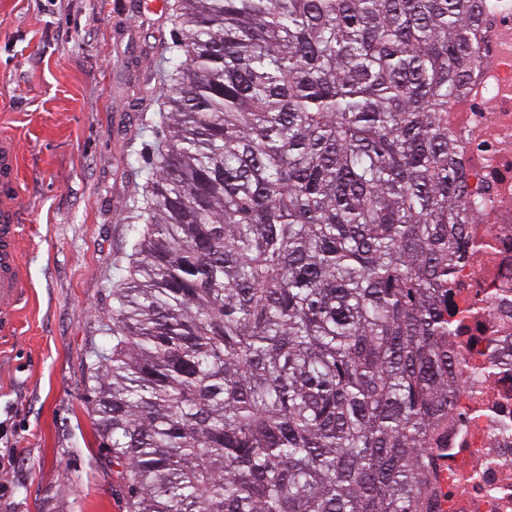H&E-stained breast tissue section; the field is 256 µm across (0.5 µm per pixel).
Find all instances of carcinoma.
I'll use <instances>...</instances> for the list:
<instances>
[{
  "label": "carcinoma",
  "instance_id": "1",
  "mask_svg": "<svg viewBox=\"0 0 512 512\" xmlns=\"http://www.w3.org/2000/svg\"><path fill=\"white\" fill-rule=\"evenodd\" d=\"M487 0H172L184 58L88 379L127 512H434Z\"/></svg>",
  "mask_w": 512,
  "mask_h": 512
}]
</instances>
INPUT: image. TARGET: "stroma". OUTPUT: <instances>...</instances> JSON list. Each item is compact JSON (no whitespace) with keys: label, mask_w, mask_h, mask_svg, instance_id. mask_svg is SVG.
Returning a JSON list of instances; mask_svg holds the SVG:
<instances>
[{"label":"stroma","mask_w":512,"mask_h":512,"mask_svg":"<svg viewBox=\"0 0 512 512\" xmlns=\"http://www.w3.org/2000/svg\"><path fill=\"white\" fill-rule=\"evenodd\" d=\"M182 34L151 0H0V133L20 156L27 302L0 342V512H126L87 382Z\"/></svg>","instance_id":"obj_1"}]
</instances>
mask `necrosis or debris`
I'll return each mask as SVG.
<instances>
[{
    "label": "necrosis or debris",
    "mask_w": 512,
    "mask_h": 512,
    "mask_svg": "<svg viewBox=\"0 0 512 512\" xmlns=\"http://www.w3.org/2000/svg\"><path fill=\"white\" fill-rule=\"evenodd\" d=\"M484 45L466 90L448 108L469 195L486 202L467 232L493 238L492 252H468L448 280L464 308L460 377L448 456L434 480L435 512H512V363L499 360L498 339L512 335V0H491ZM489 366L483 379L472 362Z\"/></svg>",
    "instance_id": "obj_1"
}]
</instances>
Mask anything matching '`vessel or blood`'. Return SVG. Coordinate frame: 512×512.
Here are the masks:
<instances>
[{"label":"vessel or blood","mask_w":512,"mask_h":512,"mask_svg":"<svg viewBox=\"0 0 512 512\" xmlns=\"http://www.w3.org/2000/svg\"><path fill=\"white\" fill-rule=\"evenodd\" d=\"M22 223L19 153L15 141L0 137V335L15 331V315L26 299V267L21 259Z\"/></svg>","instance_id":"b4317fda"}]
</instances>
